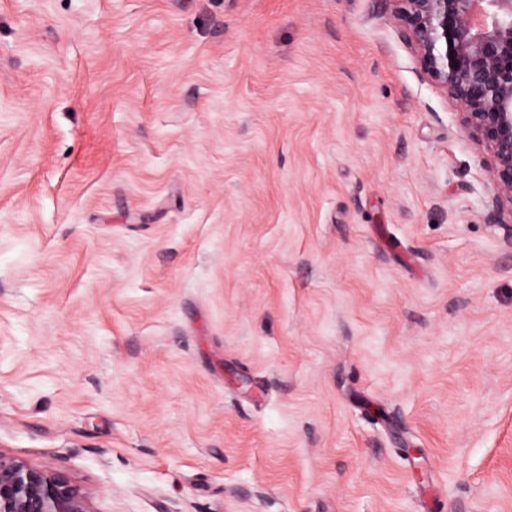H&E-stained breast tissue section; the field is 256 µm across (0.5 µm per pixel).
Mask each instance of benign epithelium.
<instances>
[{"mask_svg": "<svg viewBox=\"0 0 512 512\" xmlns=\"http://www.w3.org/2000/svg\"><path fill=\"white\" fill-rule=\"evenodd\" d=\"M425 76L461 109L512 247V0H386ZM0 512H97L79 480L0 454Z\"/></svg>", "mask_w": 512, "mask_h": 512, "instance_id": "1", "label": "benign epithelium"}]
</instances>
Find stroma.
I'll return each instance as SVG.
<instances>
[{
    "label": "stroma",
    "mask_w": 512,
    "mask_h": 512,
    "mask_svg": "<svg viewBox=\"0 0 512 512\" xmlns=\"http://www.w3.org/2000/svg\"><path fill=\"white\" fill-rule=\"evenodd\" d=\"M384 0H0V454L97 512H512V249Z\"/></svg>",
    "instance_id": "35a3bbf8"
}]
</instances>
